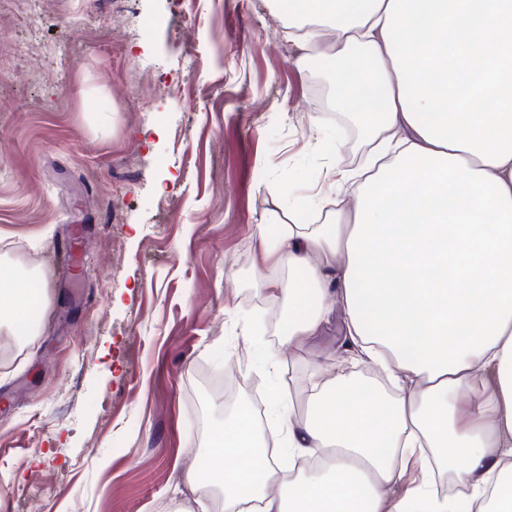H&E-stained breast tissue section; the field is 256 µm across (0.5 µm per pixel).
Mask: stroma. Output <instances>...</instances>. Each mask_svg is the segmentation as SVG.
Wrapping results in <instances>:
<instances>
[{
  "instance_id": "35a3bbf8",
  "label": "stroma",
  "mask_w": 512,
  "mask_h": 512,
  "mask_svg": "<svg viewBox=\"0 0 512 512\" xmlns=\"http://www.w3.org/2000/svg\"><path fill=\"white\" fill-rule=\"evenodd\" d=\"M296 53L260 0H0V268L37 270L41 321L0 327V512H199L183 477L234 403L351 367L339 309L318 363L272 379L238 334L271 314L249 289L256 225L308 222L301 199L360 146L329 61L302 73ZM233 373V402L206 392Z\"/></svg>"
}]
</instances>
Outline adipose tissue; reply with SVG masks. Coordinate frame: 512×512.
Instances as JSON below:
<instances>
[{
	"label": "adipose tissue",
	"mask_w": 512,
	"mask_h": 512,
	"mask_svg": "<svg viewBox=\"0 0 512 512\" xmlns=\"http://www.w3.org/2000/svg\"><path fill=\"white\" fill-rule=\"evenodd\" d=\"M273 5L300 71L338 65L334 104L369 150L326 169L349 206L319 193L321 223L257 225L252 290L281 308L262 362L275 371L339 305L345 350L398 395L333 372L289 403L271 391L279 438L240 407L185 482L223 512H512V0ZM437 465L458 494H437Z\"/></svg>",
	"instance_id": "obj_1"
}]
</instances>
